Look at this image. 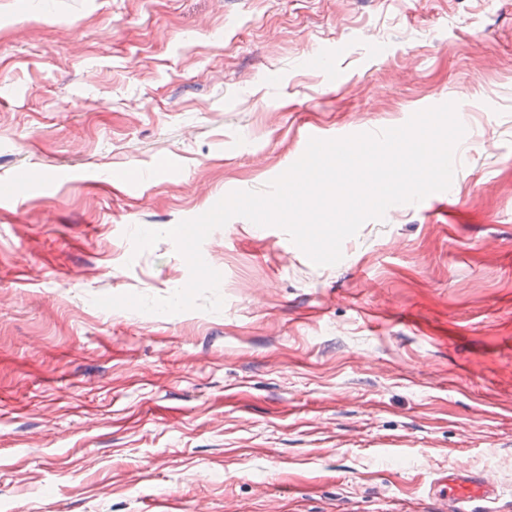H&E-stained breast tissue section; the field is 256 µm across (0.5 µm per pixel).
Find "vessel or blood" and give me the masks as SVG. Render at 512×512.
Listing matches in <instances>:
<instances>
[{"label": "vessel or blood", "mask_w": 512, "mask_h": 512, "mask_svg": "<svg viewBox=\"0 0 512 512\" xmlns=\"http://www.w3.org/2000/svg\"><path fill=\"white\" fill-rule=\"evenodd\" d=\"M440 500L445 512H493L498 491L483 473L453 469L441 478Z\"/></svg>", "instance_id": "vessel-or-blood-1"}]
</instances>
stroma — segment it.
Masks as SVG:
<instances>
[{"instance_id":"obj_1","label":"stroma","mask_w":512,"mask_h":512,"mask_svg":"<svg viewBox=\"0 0 512 512\" xmlns=\"http://www.w3.org/2000/svg\"><path fill=\"white\" fill-rule=\"evenodd\" d=\"M465 101L448 212L314 265L202 245L220 312L104 309L189 279L171 240L332 139ZM0 504L8 512H512V0H0ZM440 500L444 502L443 512H493L498 491L495 483L486 479L481 472L470 469H453L439 479Z\"/></svg>"}]
</instances>
